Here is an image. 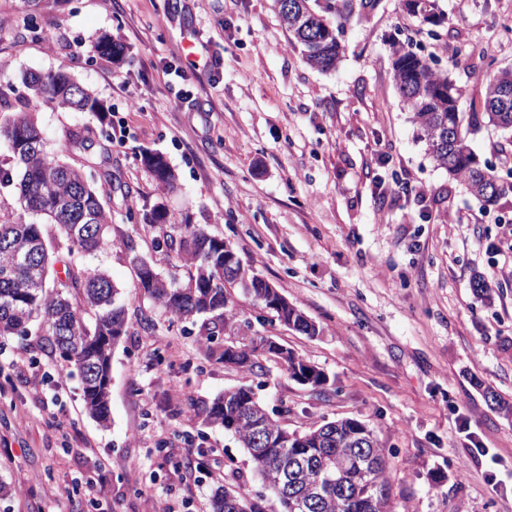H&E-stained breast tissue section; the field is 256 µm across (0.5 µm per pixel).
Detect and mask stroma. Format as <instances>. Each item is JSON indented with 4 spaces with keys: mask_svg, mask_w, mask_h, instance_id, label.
I'll use <instances>...</instances> for the list:
<instances>
[{
    "mask_svg": "<svg viewBox=\"0 0 512 512\" xmlns=\"http://www.w3.org/2000/svg\"><path fill=\"white\" fill-rule=\"evenodd\" d=\"M429 27L403 0L346 25L339 67L307 65L274 0H41L54 39L21 36L22 0H0V76L66 68L105 115L38 103L46 150L86 129L108 153L112 245L84 256L108 271L128 334L112 353L107 425L83 409L79 380L39 336L0 338V512H211L231 473L261 484L236 436L202 427L191 400L254 384L207 359L181 321L141 298L124 246L188 283L128 222V204H163L200 224L313 321L308 336L266 321L236 293L244 335H267L325 376L321 387L266 363L258 396L288 430L321 420L369 425L385 451L393 512H512V193L484 210L435 167L396 86L390 43L414 38L477 115L472 151L512 182L504 132L483 119L481 73L512 69V0H438ZM126 58H102L101 34ZM205 70L176 77L188 61ZM165 156L168 190L141 163ZM488 284L474 290L476 276Z\"/></svg>",
    "mask_w": 512,
    "mask_h": 512,
    "instance_id": "obj_1",
    "label": "stroma"
}]
</instances>
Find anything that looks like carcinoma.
Returning a JSON list of instances; mask_svg holds the SVG:
<instances>
[{
	"mask_svg": "<svg viewBox=\"0 0 512 512\" xmlns=\"http://www.w3.org/2000/svg\"><path fill=\"white\" fill-rule=\"evenodd\" d=\"M288 2L294 15L281 10L278 14L301 47L303 60L323 72L336 70L342 60L340 35L345 25L362 20L375 8L373 0ZM436 10L435 0H416L411 14L434 24ZM18 27L36 38H46L27 11L19 17ZM95 50L115 61L124 56V47L108 35L98 39ZM392 65L403 103L435 166L448 171L486 206L512 193V183L501 181L470 148L459 112L461 90L448 76L410 43L393 46ZM71 80L66 70L58 69L26 75L23 84L37 101L69 111L103 114L101 101L86 88L74 92ZM482 82L483 115L494 127L512 132V104L506 112L500 104L501 91H512V71L487 72ZM15 99L13 81L1 76L0 111L12 108ZM30 106L27 102L23 110L0 119V139L9 147V155L0 160V275L8 274L0 278V336L23 337L31 326H38L41 348L77 372L84 410L105 424L110 417L112 351L127 335V312L107 271L91 270L78 264L74 256L93 254L110 245L112 209L94 187L95 166L76 165L47 153L37 113ZM65 150L71 154L89 150L88 136L66 131ZM141 162L155 181L174 187L175 173L163 155L146 151ZM14 191L23 213L55 226L56 237L47 238L43 224L13 214ZM126 219L157 227L162 233L158 245L193 269L188 284L182 286L176 274L165 276L153 266L146 267L148 261L136 254L134 242L126 241L128 252L139 260L135 265L139 293L171 318L191 322L207 358L260 378L265 375L263 361L277 356L265 347L264 336L241 338L232 354L215 345L217 337L235 331L231 315L234 288L288 328L315 335V326L296 306L273 304L267 282L258 275L250 270L224 272V241L210 236L202 225L175 227L161 204L149 211L129 205ZM32 245L39 253V268L15 265L10 247ZM57 264L63 266L62 275L52 278ZM191 406L207 425L226 429L236 423L237 439L263 486L256 500L226 485L216 487L212 512H264L261 501L266 493L277 500L280 512H391L385 454L364 422L324 420L292 431L286 448H259L252 445L254 427L260 424L267 435L278 438L283 426L252 387L229 388L209 402L193 400Z\"/></svg>",
	"mask_w": 512,
	"mask_h": 512,
	"instance_id": "carcinoma-1",
	"label": "carcinoma"
}]
</instances>
